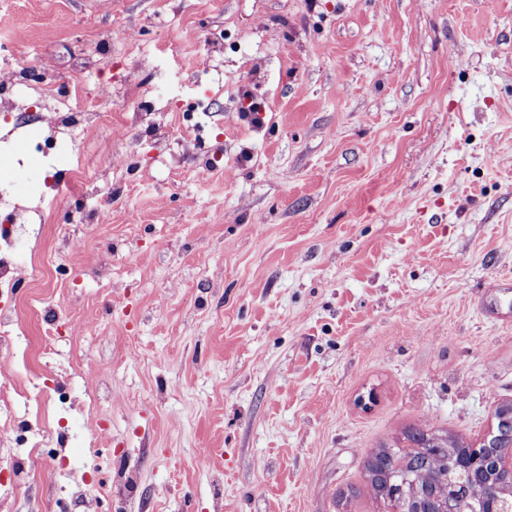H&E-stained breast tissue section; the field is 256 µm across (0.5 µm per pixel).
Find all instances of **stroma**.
I'll return each instance as SVG.
<instances>
[{
	"instance_id": "stroma-1",
	"label": "stroma",
	"mask_w": 512,
	"mask_h": 512,
	"mask_svg": "<svg viewBox=\"0 0 512 512\" xmlns=\"http://www.w3.org/2000/svg\"><path fill=\"white\" fill-rule=\"evenodd\" d=\"M1 71L100 118L0 110V512H385L372 452L495 430L512 0H0ZM48 132L43 143L38 144V152L44 157L57 152H66L73 146L71 129L85 120V112H53Z\"/></svg>"
}]
</instances>
